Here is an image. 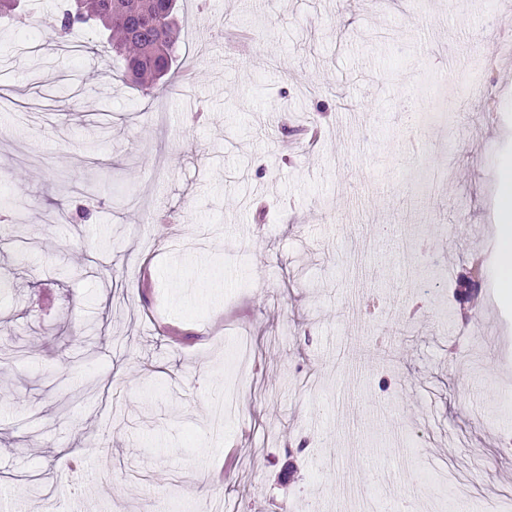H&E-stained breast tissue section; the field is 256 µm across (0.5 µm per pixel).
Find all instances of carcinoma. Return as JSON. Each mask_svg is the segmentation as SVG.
Segmentation results:
<instances>
[{
  "instance_id": "obj_1",
  "label": "carcinoma",
  "mask_w": 512,
  "mask_h": 512,
  "mask_svg": "<svg viewBox=\"0 0 512 512\" xmlns=\"http://www.w3.org/2000/svg\"><path fill=\"white\" fill-rule=\"evenodd\" d=\"M176 0H70L67 8L50 22L58 37L67 36L78 25L100 24L108 31L104 52L120 63L122 76L130 77L146 95L167 90L158 86L177 52L173 21ZM484 277L483 261L471 265L465 282L468 299L478 293Z\"/></svg>"
}]
</instances>
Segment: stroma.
Segmentation results:
<instances>
[{"label":"stroma","mask_w":512,"mask_h":512,"mask_svg":"<svg viewBox=\"0 0 512 512\" xmlns=\"http://www.w3.org/2000/svg\"><path fill=\"white\" fill-rule=\"evenodd\" d=\"M61 2L0 23V512H512V0H179L155 97ZM500 224L497 225L499 240L498 262L502 273L501 287L512 292V159L504 161L499 196Z\"/></svg>","instance_id":"1"}]
</instances>
